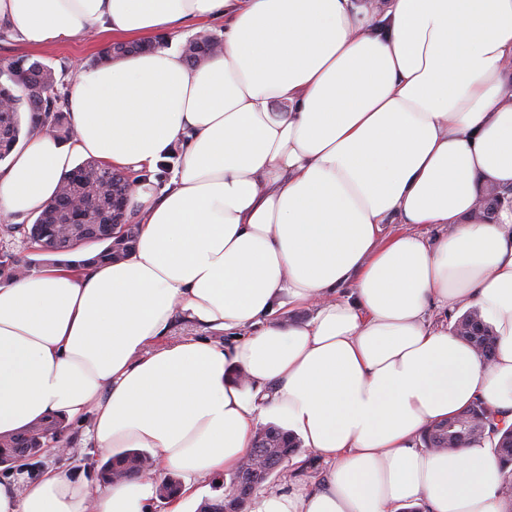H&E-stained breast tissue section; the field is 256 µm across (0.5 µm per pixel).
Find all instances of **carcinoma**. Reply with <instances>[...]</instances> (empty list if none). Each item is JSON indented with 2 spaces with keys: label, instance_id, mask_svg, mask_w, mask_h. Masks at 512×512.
I'll use <instances>...</instances> for the list:
<instances>
[{
  "label": "carcinoma",
  "instance_id": "carcinoma-1",
  "mask_svg": "<svg viewBox=\"0 0 512 512\" xmlns=\"http://www.w3.org/2000/svg\"><path fill=\"white\" fill-rule=\"evenodd\" d=\"M144 50V46L121 43L108 47L94 59L97 66L121 55ZM22 67L31 73V86L17 92L14 70ZM0 98L10 102L9 109L0 112V161L7 158L19 140L21 133L31 134L46 130L59 139L69 140L74 130L64 115L62 96L57 88L54 70L43 62L30 57H18L0 64ZM29 114V125L22 129V114ZM84 188V208L79 213L70 211L67 193L70 184L62 183L55 199L36 217L32 224L8 226L4 233L10 237L21 236L23 242L35 251L65 257L64 263L81 265L84 249L96 245L92 261L110 263L125 258L135 248L139 224L135 213L123 208L129 195L128 175L97 161L88 160L73 168ZM75 225L78 238L68 239L61 225ZM101 224H118L124 229L122 241L116 243L112 237L95 235ZM39 266V261L17 256L7 250L0 252V275L16 277ZM456 335L468 344L480 357L490 361L495 357L496 336L493 328L486 324L476 308L465 311L453 327ZM64 431L63 422L52 418L42 421L9 438H0V457L16 456L18 449L26 455L58 442ZM485 441L492 453L504 464L505 472L502 493L512 499V426L502 427L495 414L477 404L456 416L430 426L422 435L423 447L430 450H453L473 442ZM258 454L249 455L240 467H254L260 474L256 487L261 485L278 468L288 463V458L299 451L300 441L283 427L268 424L260 428L254 437ZM153 466L151 454L140 450H129L117 460L107 461L100 470L103 477L138 478ZM247 499L234 489L224 492L217 499H206L199 512H242Z\"/></svg>",
  "mask_w": 512,
  "mask_h": 512
}]
</instances>
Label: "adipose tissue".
Instances as JSON below:
<instances>
[{
    "instance_id": "ef3b65f1",
    "label": "adipose tissue",
    "mask_w": 512,
    "mask_h": 512,
    "mask_svg": "<svg viewBox=\"0 0 512 512\" xmlns=\"http://www.w3.org/2000/svg\"><path fill=\"white\" fill-rule=\"evenodd\" d=\"M217 18L220 52L188 65L174 42ZM0 27L36 48L167 37L76 74L75 138L15 147L0 221L46 207L76 156L140 172L181 149L132 188L131 256L0 278V436L58 418L153 467L0 477V512H149L171 474L183 512L271 419L328 468L246 512H512L488 443L420 447L478 401L512 424V208L478 207L512 187V0H0ZM432 305L479 308L493 362ZM179 318L203 337L170 339ZM109 458H100L98 465L101 467ZM153 466L151 454L140 450H129L119 459H110L100 470L102 477L138 478L141 472H148Z\"/></svg>"
}]
</instances>
